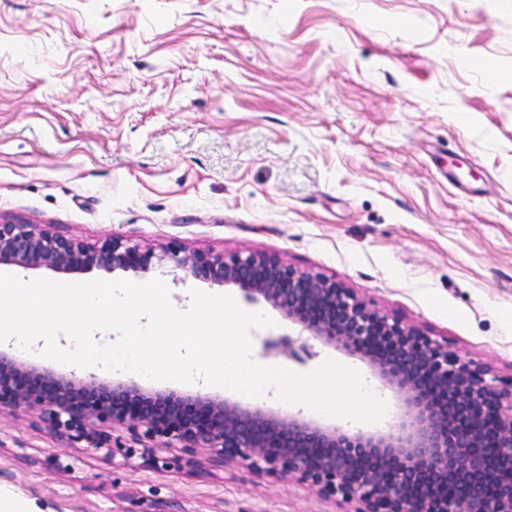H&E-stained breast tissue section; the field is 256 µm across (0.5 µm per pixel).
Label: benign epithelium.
Segmentation results:
<instances>
[{
	"label": "benign epithelium",
	"instance_id": "7a95c632",
	"mask_svg": "<svg viewBox=\"0 0 512 512\" xmlns=\"http://www.w3.org/2000/svg\"><path fill=\"white\" fill-rule=\"evenodd\" d=\"M1 264L58 274L168 268L237 288L299 326V335L367 362L398 400L392 423L363 431L229 397L39 369L0 350V406L37 413L54 434L109 454L119 444L103 426L125 427L136 442L128 459L169 468L153 449H207L226 466L354 501L356 512H512V388L449 350L448 340L373 308L334 279L262 252H142L113 237L90 247L36 224H0Z\"/></svg>",
	"mask_w": 512,
	"mask_h": 512
}]
</instances>
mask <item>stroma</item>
<instances>
[{
  "label": "stroma",
  "instance_id": "1",
  "mask_svg": "<svg viewBox=\"0 0 512 512\" xmlns=\"http://www.w3.org/2000/svg\"><path fill=\"white\" fill-rule=\"evenodd\" d=\"M512 0H0V221L89 246L252 250L512 379ZM134 279V272H126ZM172 306L206 283L156 269ZM272 326L252 355L297 335ZM316 341L266 365L326 362ZM160 470L0 409L15 512H354L206 450Z\"/></svg>",
  "mask_w": 512,
  "mask_h": 512
}]
</instances>
